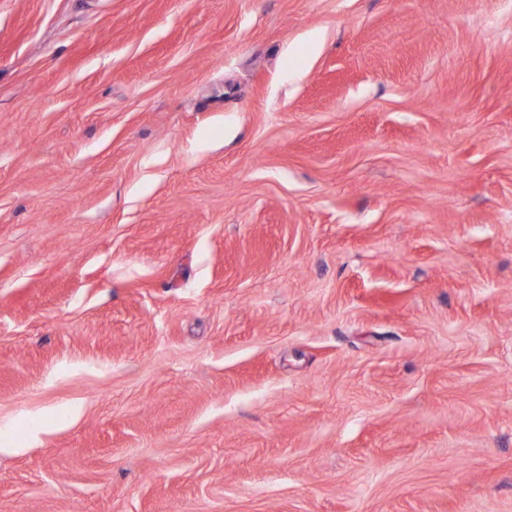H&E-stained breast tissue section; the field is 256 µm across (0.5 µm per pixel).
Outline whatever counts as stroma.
Returning <instances> with one entry per match:
<instances>
[{"instance_id":"35a3bbf8","label":"stroma","mask_w":512,"mask_h":512,"mask_svg":"<svg viewBox=\"0 0 512 512\" xmlns=\"http://www.w3.org/2000/svg\"><path fill=\"white\" fill-rule=\"evenodd\" d=\"M0 512H512V0H0Z\"/></svg>"}]
</instances>
